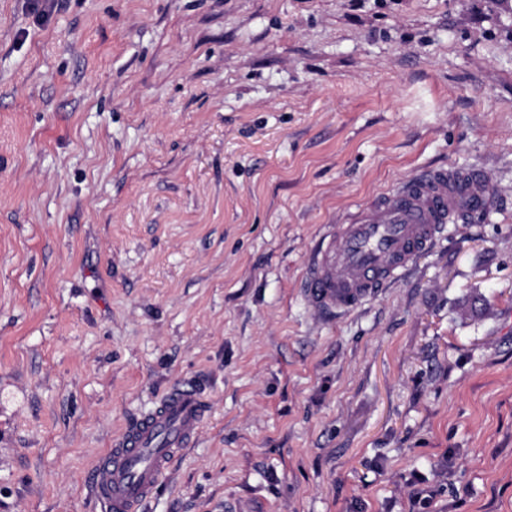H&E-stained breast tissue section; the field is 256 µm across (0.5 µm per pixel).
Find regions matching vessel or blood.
Returning a JSON list of instances; mask_svg holds the SVG:
<instances>
[{
	"mask_svg": "<svg viewBox=\"0 0 512 512\" xmlns=\"http://www.w3.org/2000/svg\"><path fill=\"white\" fill-rule=\"evenodd\" d=\"M490 205L487 180L476 168L437 169L383 193L323 237L304 280L308 302L326 315L356 309L406 272L449 221L484 213ZM208 390L202 376L172 386L99 457L89 483L103 512H136L154 495L197 435Z\"/></svg>",
	"mask_w": 512,
	"mask_h": 512,
	"instance_id": "obj_1",
	"label": "vessel or blood"
}]
</instances>
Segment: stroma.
I'll return each instance as SVG.
<instances>
[{"instance_id": "obj_1", "label": "stroma", "mask_w": 512, "mask_h": 512, "mask_svg": "<svg viewBox=\"0 0 512 512\" xmlns=\"http://www.w3.org/2000/svg\"><path fill=\"white\" fill-rule=\"evenodd\" d=\"M0 0V512H101L128 422L205 376L142 512H512V0ZM480 169L344 315L315 243Z\"/></svg>"}]
</instances>
